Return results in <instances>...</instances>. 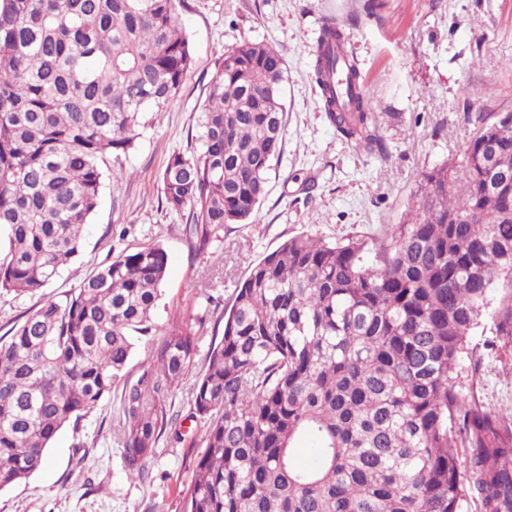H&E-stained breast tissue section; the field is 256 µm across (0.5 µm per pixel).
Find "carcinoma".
Instances as JSON below:
<instances>
[{
    "label": "carcinoma",
    "mask_w": 512,
    "mask_h": 512,
    "mask_svg": "<svg viewBox=\"0 0 512 512\" xmlns=\"http://www.w3.org/2000/svg\"><path fill=\"white\" fill-rule=\"evenodd\" d=\"M184 3L0 0V292L39 294L80 252L103 165L169 108L191 66ZM345 44L324 20L313 75L326 118L372 153L381 139L355 64L336 87ZM286 72L266 44L225 52L199 146L160 173L167 208L190 209L197 255L268 195ZM492 171L512 175L511 112L478 115L461 160L421 174L406 222L369 243L295 235L252 267L192 392L204 448L184 512H463L471 495L512 512V421L467 400L454 376L497 291L496 335L512 336V185L488 187ZM167 265L158 245L122 252L0 338V490L40 471L56 435L116 389L127 477L161 452L176 425L166 397L200 331L170 326L136 381L125 369ZM305 435L319 444L312 465L294 455Z\"/></svg>",
    "instance_id": "cac0c4a2"
}]
</instances>
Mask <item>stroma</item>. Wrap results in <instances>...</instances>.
<instances>
[{"mask_svg": "<svg viewBox=\"0 0 512 512\" xmlns=\"http://www.w3.org/2000/svg\"><path fill=\"white\" fill-rule=\"evenodd\" d=\"M326 17L348 37L382 152L359 150L322 109L310 51ZM180 20L194 58L182 89L121 158L127 178H105L81 252L45 296L77 288L121 252L158 244L168 268L152 314L157 328L199 318L204 338L221 337L237 282L263 256L300 233L329 242L368 239L383 225L403 223L421 173L457 156L476 114L512 109V0H185ZM244 41L269 45L286 61L282 152L252 223L225 225L210 251L196 256L182 235L191 215L167 209L158 175L173 153L196 146L215 63ZM206 354L199 347L169 391L177 431L162 436L143 478L129 479L122 469L115 391L78 428L59 432L47 469L0 490V512H183L200 452L192 390ZM457 382L463 395L512 417V336L495 335L490 316L467 337Z\"/></svg>", "mask_w": 512, "mask_h": 512, "instance_id": "obj_1", "label": "stroma"}]
</instances>
